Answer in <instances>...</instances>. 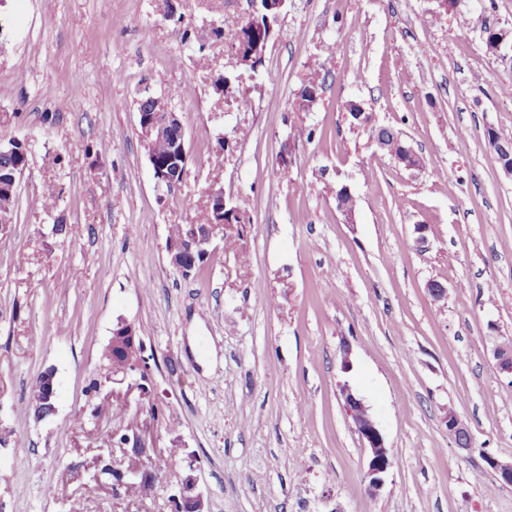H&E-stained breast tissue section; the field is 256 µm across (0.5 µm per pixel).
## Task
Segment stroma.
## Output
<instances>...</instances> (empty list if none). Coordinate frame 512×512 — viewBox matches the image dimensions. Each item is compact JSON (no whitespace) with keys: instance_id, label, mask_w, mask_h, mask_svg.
<instances>
[{"instance_id":"35a3bbf8","label":"stroma","mask_w":512,"mask_h":512,"mask_svg":"<svg viewBox=\"0 0 512 512\" xmlns=\"http://www.w3.org/2000/svg\"><path fill=\"white\" fill-rule=\"evenodd\" d=\"M246 7L175 0L168 17L162 0H0V137L29 148L0 234V512H175L189 475L205 512H512V486L479 455L512 458V380L492 354L512 339V177L485 144L490 127L512 139V65L473 29L484 10L512 27V0H466L445 19L434 0H288L255 76L215 34ZM324 68L316 107L295 111ZM229 72L247 104L216 90ZM147 94L185 127L190 175L169 191L140 137ZM350 99L398 129L422 170L349 132ZM236 129L246 138L220 149ZM339 182L357 198L349 221ZM213 188L241 210L243 237L185 278L166 241L205 223ZM122 318L146 343L158 409L120 387L85 391ZM48 367L56 412L39 420L28 396ZM345 384L390 450L374 497ZM451 411L475 453L449 437ZM132 427L157 461L148 498L90 480L102 460L135 465L112 441ZM173 447L195 470L169 463Z\"/></svg>"}]
</instances>
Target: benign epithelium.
Returning <instances> with one entry per match:
<instances>
[{"mask_svg":"<svg viewBox=\"0 0 512 512\" xmlns=\"http://www.w3.org/2000/svg\"><path fill=\"white\" fill-rule=\"evenodd\" d=\"M489 53L502 60L512 62V41L508 39V29H502L501 38L489 46ZM140 137L147 152V158L157 185L161 187L176 186L186 181L189 176L186 135L178 113L168 108L152 112L138 113ZM167 141L170 144L168 159L157 160L154 148L157 143ZM209 201L214 206L213 218L208 224H185L178 237H170L166 242L169 263L181 276L188 278L196 269L204 266L213 256L217 240L224 239L230 229L225 219L227 210L224 190L209 192ZM108 346L112 357L123 361L126 368L116 370L108 376L106 382L126 386V392H138L140 400L150 398L148 387L143 383V372L148 364L146 345L136 326L120 320L112 328ZM493 356L499 371L512 377V343L498 341L493 347ZM38 385L42 389L41 406L34 409V416L45 419L55 412L56 381L55 370L51 367L38 374ZM343 408L351 418L355 431L370 449L367 465V490L375 495L384 486L386 474L391 467L390 453L385 438L374 416L369 412L363 400L357 397L348 386L341 389ZM448 434L455 445L467 452L474 451L472 436L459 416L448 412L446 417ZM121 446L131 447L136 456L146 453V437L133 429L119 437ZM483 460L492 469L503 486H512V460H502L492 454H483ZM139 487L154 484L153 477L142 467H132L121 473L120 480L112 487H127L129 482ZM178 512H204L203 500L195 492L191 477H186L173 495Z\"/></svg>","mask_w":512,"mask_h":512,"instance_id":"obj_1","label":"benign epithelium"}]
</instances>
